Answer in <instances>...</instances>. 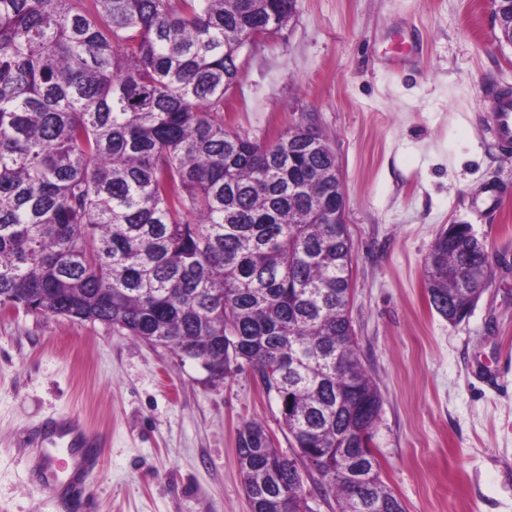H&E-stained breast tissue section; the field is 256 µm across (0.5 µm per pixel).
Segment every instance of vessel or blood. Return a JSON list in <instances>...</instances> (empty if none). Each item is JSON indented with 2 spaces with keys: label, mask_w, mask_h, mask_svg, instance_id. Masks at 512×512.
<instances>
[{
  "label": "vessel or blood",
  "mask_w": 512,
  "mask_h": 512,
  "mask_svg": "<svg viewBox=\"0 0 512 512\" xmlns=\"http://www.w3.org/2000/svg\"><path fill=\"white\" fill-rule=\"evenodd\" d=\"M491 119L495 146L502 154H512V88L498 91L491 105ZM96 443L95 436L85 432L80 416H61L45 427L40 445L32 457V464L38 477L42 478L48 476L56 461H63L64 488L67 492L77 494L84 486L86 473L95 464L88 449Z\"/></svg>",
  "instance_id": "vessel-or-blood-1"
}]
</instances>
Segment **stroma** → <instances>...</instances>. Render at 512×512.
<instances>
[{
    "label": "stroma",
    "mask_w": 512,
    "mask_h": 512,
    "mask_svg": "<svg viewBox=\"0 0 512 512\" xmlns=\"http://www.w3.org/2000/svg\"><path fill=\"white\" fill-rule=\"evenodd\" d=\"M491 0H297L246 44L224 126L267 141L326 137L354 244L350 315L383 399L381 477L407 512H512V156L484 106L512 86ZM471 225L492 279L465 319L428 302L438 233ZM80 414L102 439L81 499L32 478L26 437ZM292 440L249 365L210 381L194 362L100 323L0 311V512H252L236 436Z\"/></svg>",
    "instance_id": "stroma-1"
}]
</instances>
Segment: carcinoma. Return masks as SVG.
Masks as SVG:
<instances>
[{
  "mask_svg": "<svg viewBox=\"0 0 512 512\" xmlns=\"http://www.w3.org/2000/svg\"><path fill=\"white\" fill-rule=\"evenodd\" d=\"M296 0H0V310L98 322L180 359L246 363L296 451L237 432L252 512H407L381 477L382 395L349 313L336 156L299 125L264 143L214 113L251 34ZM491 262L440 232L424 283L465 318Z\"/></svg>",
  "mask_w": 512,
  "mask_h": 512,
  "instance_id": "1",
  "label": "carcinoma"
}]
</instances>
